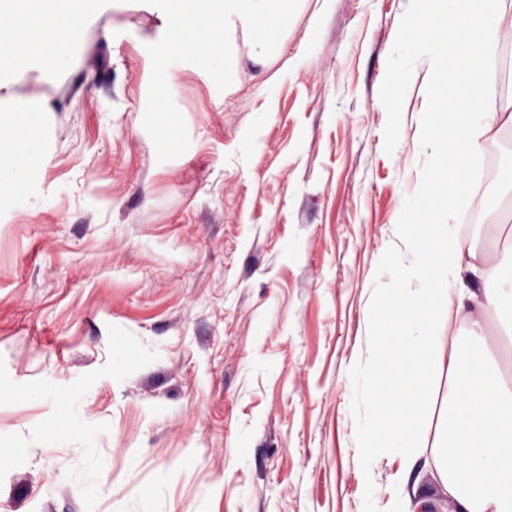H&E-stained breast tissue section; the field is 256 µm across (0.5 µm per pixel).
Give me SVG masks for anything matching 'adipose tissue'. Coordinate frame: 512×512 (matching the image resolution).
I'll list each match as a JSON object with an SVG mask.
<instances>
[{
    "mask_svg": "<svg viewBox=\"0 0 512 512\" xmlns=\"http://www.w3.org/2000/svg\"><path fill=\"white\" fill-rule=\"evenodd\" d=\"M465 130L455 131L436 153L433 175H448L453 187L449 208L433 221L424 210L423 186L406 187L401 235L411 244L408 262L384 252L380 262L397 266L401 280L415 282L413 292L397 293L391 331L371 326L367 355L348 375L352 435L367 456L388 448L416 463L419 425L438 373L448 375L446 432L432 462L453 512H512V372L503 370L498 350L486 346L483 321L512 324V246L497 264L465 260L470 244L460 231L468 210L466 189L476 181L484 150L476 134L492 128L493 112L471 96ZM13 140L7 162L0 163V196L28 198L32 172L43 162L40 142L14 139L13 125L0 122V141ZM456 307L467 334L449 344L443 315ZM395 383L402 401L380 398L381 385Z\"/></svg>",
    "mask_w": 512,
    "mask_h": 512,
    "instance_id": "obj_1",
    "label": "adipose tissue"
}]
</instances>
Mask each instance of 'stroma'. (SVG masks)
<instances>
[{"instance_id": "1", "label": "stroma", "mask_w": 512, "mask_h": 512, "mask_svg": "<svg viewBox=\"0 0 512 512\" xmlns=\"http://www.w3.org/2000/svg\"><path fill=\"white\" fill-rule=\"evenodd\" d=\"M408 0H300L270 57L238 34L240 79L215 91L187 63L173 99L190 138L157 162L137 120L148 93L147 45L165 32L145 0H113L86 26L58 80L0 81V118L46 155L31 175L38 203L0 204V512H124L163 484L173 512H376L401 467L392 450L364 466L349 438L346 379L369 323L395 296L373 292L398 234L403 190L420 182L431 69L417 61L393 153L380 100ZM319 18L320 40L298 74ZM276 83L253 160L241 141ZM491 111L512 114V51L492 76ZM501 134L487 135L494 181L468 191L493 209ZM51 206H41L42 198ZM128 353L125 375L112 359ZM97 431L100 491L52 431L65 396Z\"/></svg>"}]
</instances>
